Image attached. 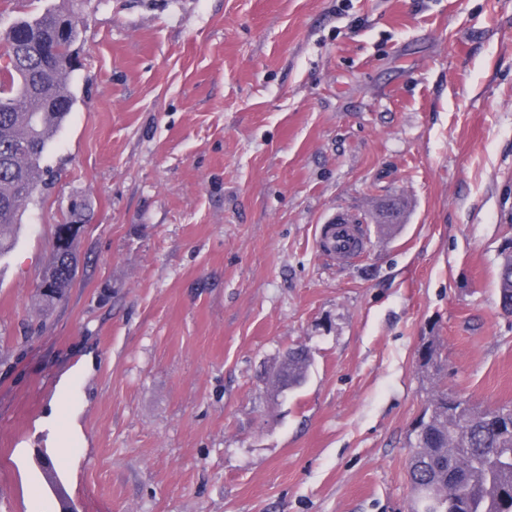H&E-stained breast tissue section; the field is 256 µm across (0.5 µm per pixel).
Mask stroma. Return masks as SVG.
<instances>
[{"label":"stroma","mask_w":512,"mask_h":512,"mask_svg":"<svg viewBox=\"0 0 512 512\" xmlns=\"http://www.w3.org/2000/svg\"><path fill=\"white\" fill-rule=\"evenodd\" d=\"M78 8L55 178L0 257V512H410L422 344L449 391L512 404V0ZM76 203L78 276L47 313ZM339 213L369 230L351 261L318 246ZM291 348L311 366L279 394ZM74 409L56 447L45 420ZM498 271L499 302L505 310H512V251H504Z\"/></svg>","instance_id":"obj_1"}]
</instances>
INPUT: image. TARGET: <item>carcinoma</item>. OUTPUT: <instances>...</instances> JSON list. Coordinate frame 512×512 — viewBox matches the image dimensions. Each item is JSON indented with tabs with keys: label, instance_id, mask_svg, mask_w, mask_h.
<instances>
[{
	"label": "carcinoma",
	"instance_id": "obj_1",
	"mask_svg": "<svg viewBox=\"0 0 512 512\" xmlns=\"http://www.w3.org/2000/svg\"><path fill=\"white\" fill-rule=\"evenodd\" d=\"M59 14L47 10L0 34V256L12 248L28 202L45 184L43 154L75 104L70 52L80 27L59 28ZM75 266L73 246L53 250L42 275L49 291L39 293L46 309L65 299ZM498 290L500 304L512 310V251L503 252ZM283 358L280 390L299 387L311 365L309 352L291 348ZM450 397L433 373L421 434L410 441L411 512H512V430L496 408L474 407L468 425L459 424Z\"/></svg>",
	"mask_w": 512,
	"mask_h": 512
}]
</instances>
